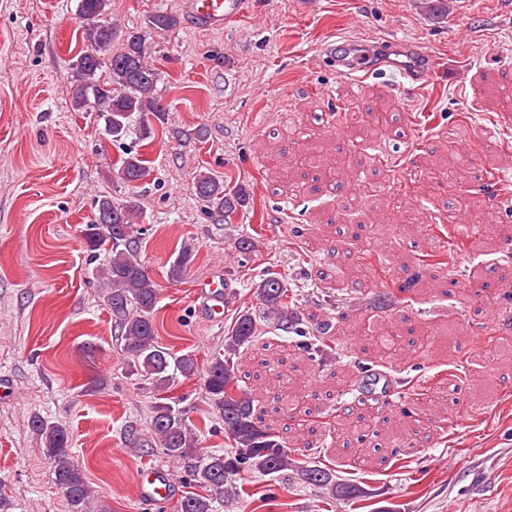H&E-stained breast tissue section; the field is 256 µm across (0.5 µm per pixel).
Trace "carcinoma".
<instances>
[{"mask_svg": "<svg viewBox=\"0 0 512 512\" xmlns=\"http://www.w3.org/2000/svg\"><path fill=\"white\" fill-rule=\"evenodd\" d=\"M109 0H78L77 12L85 23V35L91 50L80 54L70 63L76 85L72 94L73 108L81 112H95L103 120L105 134L112 141L123 140L130 133L133 116L140 120V134L151 137L153 121L163 119L169 111L155 93L158 80L156 70L146 61L142 38L132 35L124 51L111 54L116 28L107 21ZM148 26L155 30H169L177 26V19L168 13L149 17ZM107 68L108 76L101 78L99 71ZM435 167L424 174V181L439 186L447 185V224L453 229L448 236V246L440 243V224H425L422 232L429 241V250L419 258L424 268L440 269L448 265L446 258L476 245L477 239L489 243L512 240V224H486L484 229L472 233L461 226L462 217L474 205L473 199L462 190L465 176L456 171L439 175ZM146 172L145 159L137 152H128L121 159L116 177L128 186H134ZM198 197L208 206L228 217L246 202L242 189H231L224 180L209 171L195 176ZM141 210L133 200L120 201L103 197L97 202L94 220L81 230L89 251L100 247L109 249L108 263L97 269V276L107 286L106 301L112 320L121 333V350L128 359L132 372L147 381L154 390L162 393L152 407L151 438L164 449L165 454L181 461L191 472L196 484L207 490L205 494L192 492L184 496L179 512H215L214 495L224 493L231 477L244 471L270 475L298 468L305 479L318 486H329L343 497H352L360 490L350 484L336 485L333 470L319 465L303 466L292 458L290 447L278 432L265 424L257 414L251 389L240 384L235 359L241 349L255 345L259 339V321L266 318L283 331L290 329L300 340L295 347L301 356L313 360L314 355L333 349L326 337L307 335L298 326L299 318L293 308L294 293L281 274L270 269L263 271L260 281L254 283V294L262 302L263 316L247 310L238 313L225 337L224 352L213 356L204 370H199L191 354L178 355L162 345L156 336L153 314L158 298V287L137 257L135 248ZM195 250L185 246L170 262L168 277L173 281L183 279L195 260ZM359 271L372 274L385 272L384 259L369 249L360 251ZM389 344L378 347L379 365L392 364L405 356L401 336L393 328L387 329ZM478 356L486 358L499 354L505 341L492 333L473 337ZM200 376L202 389L212 412L224 423V435L232 441V450L226 453H204L198 447L199 435L187 423L185 413L175 398L166 396L176 376ZM465 366L457 365L448 377L430 387L414 393L413 408L403 415H432L441 407L437 391L452 383L458 389L465 384ZM288 420L299 430L306 426L307 410L303 398L291 396L286 407ZM32 427L40 435L44 454L53 461L56 483L71 506V512H92L93 491L82 470L75 465L70 452V436L61 424L49 423L39 417L32 420Z\"/></svg>", "mask_w": 512, "mask_h": 512, "instance_id": "carcinoma-1", "label": "carcinoma"}]
</instances>
